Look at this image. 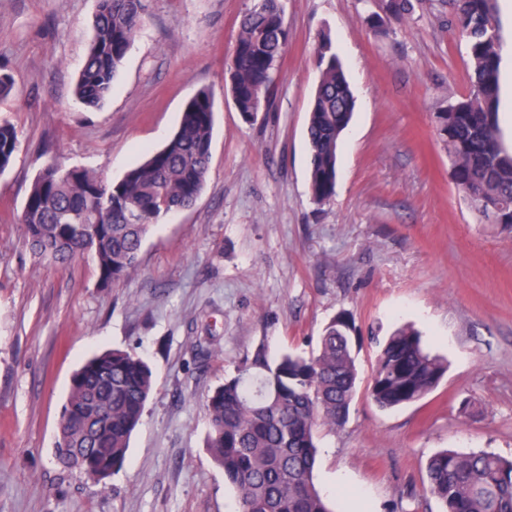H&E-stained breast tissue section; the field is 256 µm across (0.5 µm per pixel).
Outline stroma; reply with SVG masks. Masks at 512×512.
Listing matches in <instances>:
<instances>
[{"instance_id":"1","label":"stroma","mask_w":512,"mask_h":512,"mask_svg":"<svg viewBox=\"0 0 512 512\" xmlns=\"http://www.w3.org/2000/svg\"><path fill=\"white\" fill-rule=\"evenodd\" d=\"M374 34L384 0H282L291 40L274 97L251 122L226 64L252 0H143V24L102 108L74 95L97 0H0V122L20 147L0 173V512H238L204 446L207 395L258 346L304 354L346 313L358 389L344 426L321 429L315 483L333 512H442L436 452L512 457V225L476 213L450 178L434 115L469 89L465 41L441 0ZM328 34L356 106L336 195L308 188V112ZM214 101L196 203L161 218L137 268L109 288L91 259L34 261L22 215L47 164L115 181L161 148L200 88ZM419 330L447 364L422 400L384 410L368 385L385 336ZM132 350L154 390L125 465L96 485L53 448L76 369Z\"/></svg>"}]
</instances>
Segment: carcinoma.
<instances>
[{
	"instance_id": "1",
	"label": "carcinoma",
	"mask_w": 512,
	"mask_h": 512,
	"mask_svg": "<svg viewBox=\"0 0 512 512\" xmlns=\"http://www.w3.org/2000/svg\"><path fill=\"white\" fill-rule=\"evenodd\" d=\"M495 0H451L452 26L468 46L473 75L467 94L437 113L438 136L451 178L471 207L496 224H512V150L500 136V53ZM414 10L412 0H386L387 18ZM142 0H99L93 36L75 82L83 104L99 106L142 22ZM289 31L280 0H254L239 21L228 66L241 113L272 96V73L286 53ZM331 38L319 37V79L308 116L312 200L336 193L341 135L355 98ZM214 103L202 88L187 103L165 145L108 181L84 168L44 167L28 191L22 223L34 259L65 266L87 253L98 282L110 288L135 268L152 227L201 195L211 159ZM19 133L0 123V173L11 164ZM355 326L344 313L324 327L315 351L271 356L263 346L206 400L205 447L237 492L240 512H331L316 487L317 432L343 426L358 387ZM447 370L445 362L406 326L385 337L369 395L381 409L423 399ZM150 366L112 349L90 357L74 374L63 408L55 458L61 468L101 483L121 469L128 443L153 391ZM428 490L444 512H512V458L490 452L436 453L427 465Z\"/></svg>"
}]
</instances>
